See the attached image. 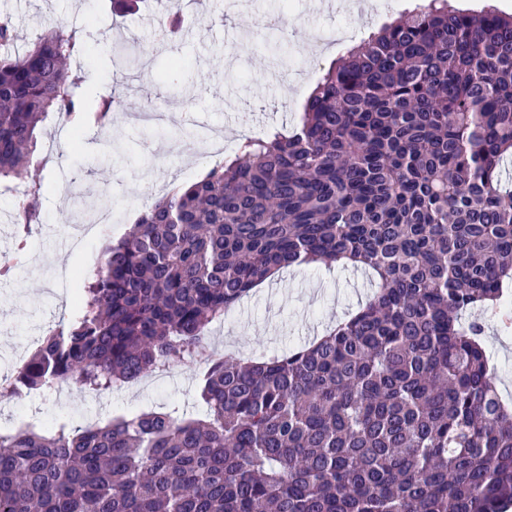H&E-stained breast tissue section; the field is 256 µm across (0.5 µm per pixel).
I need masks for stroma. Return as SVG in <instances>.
Segmentation results:
<instances>
[{
  "instance_id": "1",
  "label": "stroma",
  "mask_w": 512,
  "mask_h": 512,
  "mask_svg": "<svg viewBox=\"0 0 512 512\" xmlns=\"http://www.w3.org/2000/svg\"><path fill=\"white\" fill-rule=\"evenodd\" d=\"M363 16L321 7L318 0H200L184 11L178 37L157 43L165 14L144 11L119 16L111 0H6L17 31L15 51H23L49 28L77 29L86 53L76 65L84 76L87 104L118 95L126 111L145 102L166 109L182 105L203 126L226 128L233 146L248 135L292 126L318 78L346 43L403 16L413 0H372ZM177 73H169L172 61ZM56 116L40 127L35 173L46 185L43 222L29 236L26 258L12 277L0 281V375L16 358L28 357L44 332L68 324L80 287L75 275L92 269L103 246L123 237L139 213L144 193L160 197L166 185H188L209 163L198 131L177 127L131 126L113 122L97 147L64 143ZM83 184L86 202L105 195L117 216L86 244L58 249V232L76 217L72 182ZM372 292L358 271L339 265L292 267L253 290L223 323L211 329L220 354L259 359L280 354L324 336L356 313ZM504 310L483 312L489 367L505 401L512 402V326ZM179 407L201 414L199 375L186 366L98 395L62 387L31 392L19 399L0 397V431L17 430L19 420L45 427H80L112 417Z\"/></svg>"
}]
</instances>
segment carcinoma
Returning <instances> with one entry per match:
<instances>
[{
  "instance_id": "cac0c4a2",
  "label": "carcinoma",
  "mask_w": 512,
  "mask_h": 512,
  "mask_svg": "<svg viewBox=\"0 0 512 512\" xmlns=\"http://www.w3.org/2000/svg\"><path fill=\"white\" fill-rule=\"evenodd\" d=\"M150 2L112 0L124 15ZM0 14V180L32 176L54 112L104 127L72 69L82 32L14 54ZM512 16L428 0L345 49L298 123L245 139L146 207L15 371L10 395L104 392L205 353L209 326L274 271L346 263L376 290L309 345L199 376L206 413L0 433V512H505L512 409L474 313L512 281Z\"/></svg>"
}]
</instances>
